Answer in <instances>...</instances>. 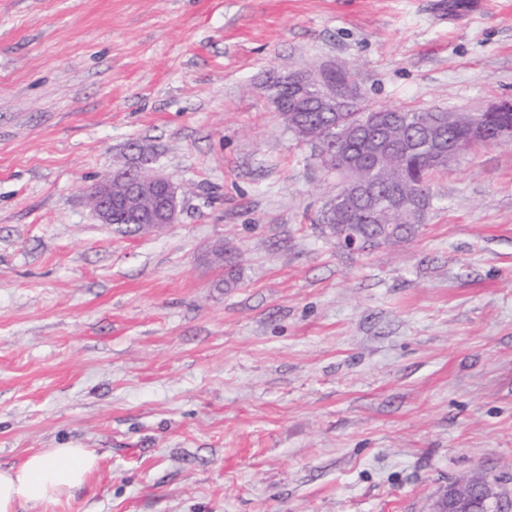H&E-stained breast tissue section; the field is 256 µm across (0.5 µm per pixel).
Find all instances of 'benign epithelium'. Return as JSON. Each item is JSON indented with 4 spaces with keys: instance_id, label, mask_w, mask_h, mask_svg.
I'll list each match as a JSON object with an SVG mask.
<instances>
[{
    "instance_id": "obj_1",
    "label": "benign epithelium",
    "mask_w": 512,
    "mask_h": 512,
    "mask_svg": "<svg viewBox=\"0 0 512 512\" xmlns=\"http://www.w3.org/2000/svg\"><path fill=\"white\" fill-rule=\"evenodd\" d=\"M281 81L290 86H299L309 94V98L326 102L338 96L350 101L358 94L346 85L341 91L321 83L316 71L291 73ZM471 139L489 142L493 145L512 140V126L494 129L493 138H487L482 125L472 127ZM151 161L140 159L136 164L103 176L92 188L87 198L92 214L100 224L115 223V212L123 214L128 224H175L179 216V186L170 176L150 167ZM358 162L346 168L345 187L334 198L336 207L343 206L353 195L375 196L380 187L374 182H364L360 178ZM435 512H512V497L501 494L496 481L489 478L473 479L448 487L447 495L436 502Z\"/></svg>"
}]
</instances>
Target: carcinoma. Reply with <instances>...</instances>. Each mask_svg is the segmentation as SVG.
<instances>
[{
    "label": "carcinoma",
    "mask_w": 512,
    "mask_h": 512,
    "mask_svg": "<svg viewBox=\"0 0 512 512\" xmlns=\"http://www.w3.org/2000/svg\"><path fill=\"white\" fill-rule=\"evenodd\" d=\"M266 92L274 111L281 113L288 130L295 136L298 135L297 128L313 121L320 130L339 124L353 131L362 125H371L384 133L391 132V138L386 145L388 157L371 167L368 177L379 182L395 179L401 181V195L407 204L424 193H431L432 176L448 168L454 161V158L448 156V145L465 151L476 146L467 136L468 127L473 122L485 120L512 124V112L459 113L450 122L448 113L439 110L436 115L442 117V123L436 136L432 138L427 130L432 117L425 110L410 107L374 108L357 102L343 112L332 108L327 112H308L302 106L293 108L296 91L290 87L272 82L266 87ZM371 152L372 143L363 139L334 153L320 151L317 157L323 168L340 174L347 166L348 155L365 159ZM370 211L380 212L382 223L365 222L366 213ZM423 222L422 217L408 220L392 211L386 197L381 195L336 212L335 222L328 225V228L333 233L338 226L349 232L356 229L372 240L368 246L372 250L413 238Z\"/></svg>",
    "instance_id": "carcinoma-1"
}]
</instances>
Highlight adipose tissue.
Returning a JSON list of instances; mask_svg holds the SVG:
<instances>
[{"mask_svg": "<svg viewBox=\"0 0 512 512\" xmlns=\"http://www.w3.org/2000/svg\"><path fill=\"white\" fill-rule=\"evenodd\" d=\"M97 461L87 448H48L28 455L18 466L0 468V512H37L81 487Z\"/></svg>", "mask_w": 512, "mask_h": 512, "instance_id": "obj_1", "label": "adipose tissue"}]
</instances>
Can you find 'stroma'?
Here are the masks:
<instances>
[{
  "instance_id": "stroma-1",
  "label": "stroma",
  "mask_w": 512,
  "mask_h": 512,
  "mask_svg": "<svg viewBox=\"0 0 512 512\" xmlns=\"http://www.w3.org/2000/svg\"><path fill=\"white\" fill-rule=\"evenodd\" d=\"M512 99V0H0V466L89 448L43 512H432L512 493V142L431 181L411 240L342 249V178L266 86ZM178 223L100 224L136 148ZM238 268L225 283L216 254ZM281 81L290 86L301 87L304 93H309L308 97L310 99L321 103L331 99H336L338 96H342V99L345 101H351L352 96L357 95L359 92L348 85H345L339 92L330 85H322L320 74L317 71H299L290 73L289 75L282 77ZM435 512H510L511 496L502 495L496 481L484 477L448 487Z\"/></svg>"
}]
</instances>
